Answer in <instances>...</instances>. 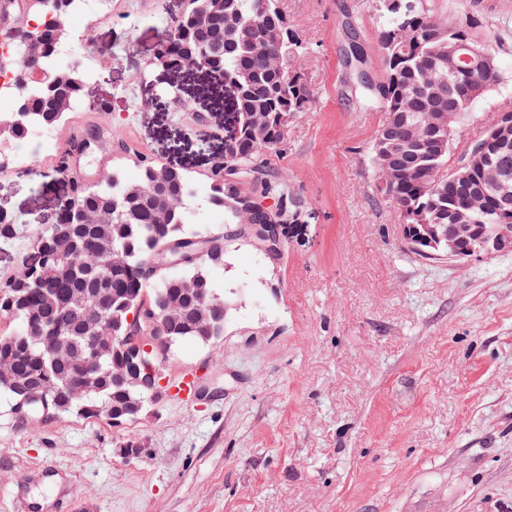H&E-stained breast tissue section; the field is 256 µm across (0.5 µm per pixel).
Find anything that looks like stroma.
<instances>
[{
	"instance_id": "1",
	"label": "stroma",
	"mask_w": 512,
	"mask_h": 512,
	"mask_svg": "<svg viewBox=\"0 0 512 512\" xmlns=\"http://www.w3.org/2000/svg\"><path fill=\"white\" fill-rule=\"evenodd\" d=\"M468 22L492 43L501 85L455 138L481 137L512 112V0H402ZM308 47L297 61L315 94L288 116L266 155L286 178L295 217L271 262L227 240L216 288L232 305L219 339L175 344L174 380L207 371L202 399L164 395L112 426L60 415L22 422L0 395V512H512V253L465 263L410 252L380 191L371 140L385 115L367 105L346 63L359 34L382 81L376 37L383 0H281ZM184 0H92L67 21L57 56L90 79L109 111L79 106L47 141L17 145L40 163L0 171V207L19 222L0 244V282L56 223L69 193L58 158L82 178L131 179L141 158L183 168L198 187L233 125L219 80L153 64ZM128 438L141 457L119 451Z\"/></svg>"
}]
</instances>
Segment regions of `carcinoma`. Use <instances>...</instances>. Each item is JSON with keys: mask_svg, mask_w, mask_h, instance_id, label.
I'll return each mask as SVG.
<instances>
[{"mask_svg": "<svg viewBox=\"0 0 512 512\" xmlns=\"http://www.w3.org/2000/svg\"><path fill=\"white\" fill-rule=\"evenodd\" d=\"M70 5L71 0H34L31 18L37 20V25L29 36L38 58L32 59L25 52L22 61L10 60L17 109L0 114V137L16 139L36 126L56 127L68 112L82 104L96 112L110 111L106 101H91L88 82L79 72L59 69L54 64ZM210 5L212 13L204 22L195 15L194 0H188L184 13L166 30L155 62L176 70L200 65L223 72L228 82L242 83L240 95L230 103L231 112L237 117L239 137L227 162L236 169L241 184H252L264 195L278 196L279 210L286 221L292 215V209H284V204H292L286 179L260 183L253 176L256 168L264 164L260 157L282 142L283 117L290 112H304L312 103L313 93L296 92L294 78L304 74L291 63L307 53V47L289 25L279 0H210ZM378 44L386 68L383 84L387 90L382 95L362 81L359 85L367 99L386 113V121L401 113L416 125L415 139L403 144L404 151L412 155L411 172L396 176L384 188L385 195L404 224H446L448 209L457 203L448 189L452 139H445L441 152L431 149L427 105L444 92L455 100L461 123H466L474 101L453 95L452 89L472 80L473 74L464 70L450 74L439 66V61L455 44L464 53L470 47L484 53L496 70V52L492 45L472 40L463 25L437 21L427 10L415 16L414 28L406 32L397 28L389 12H384ZM383 130L382 126L377 129L370 146V160L379 172L388 148L381 141ZM161 170V163L144 158L134 181L112 178L77 187L73 204L61 211L63 223L76 228L77 257L67 256V248L50 228L34 243L18 274L0 283V315L17 322L14 332L0 335V392L18 397L13 389L17 376L42 381L48 388L36 403L13 405L18 419L27 421L36 415L49 419L74 413L85 419L110 420L112 411L129 402L141 400L150 404V392L113 380L122 356L112 349L100 353L87 368L78 358L56 357L37 341L38 330L61 321L73 292L98 280L112 289L110 304L101 315L104 337L110 340L114 334L123 335L127 314L151 282L153 299L175 302L186 310L190 309L191 299L187 289L181 287L182 277L198 275L205 280V288L215 291L210 271L224 267V243L217 235L211 236V250L186 264L183 274L153 270L154 259L166 243L190 238L185 209L186 201L194 196L187 174L177 170L166 188L174 217L169 224L157 223L152 209L144 205L134 189L151 185ZM234 194H239V189L229 188L222 172H210L207 201L224 209L230 224L235 217L227 203L233 201ZM106 203L112 207L108 223H81L83 213ZM472 219L489 231L496 224L512 222L511 215L500 216L491 207L472 212ZM17 230L12 216L0 214V243L12 241ZM114 247L123 256L118 267L112 266ZM170 336L174 344L184 339L206 342V332L183 318L171 324ZM60 339L76 351L85 350L90 341V337L79 333V325L74 322L65 325ZM85 374L92 378L87 390L72 393L66 382Z\"/></svg>", "mask_w": 512, "mask_h": 512, "instance_id": "carcinoma-1", "label": "carcinoma"}]
</instances>
